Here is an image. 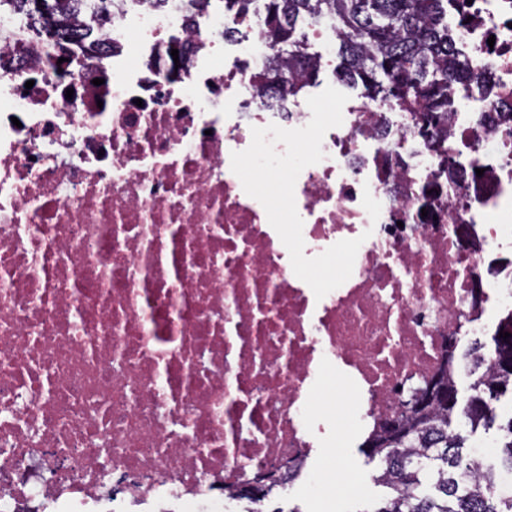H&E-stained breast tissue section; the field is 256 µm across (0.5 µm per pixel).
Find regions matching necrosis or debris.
Segmentation results:
<instances>
[{
	"mask_svg": "<svg viewBox=\"0 0 512 512\" xmlns=\"http://www.w3.org/2000/svg\"><path fill=\"white\" fill-rule=\"evenodd\" d=\"M113 12L103 84L58 81L36 56L0 76V512H112L114 483L146 512H226L259 470L305 471L335 435L311 404L326 372L376 424L512 297V266L483 274L512 249V0L449 5L481 69L452 95L455 187L380 100L350 104L299 174L305 256L363 240L320 299L231 169L253 128L311 119L306 96L273 112L257 92L259 17ZM228 26L250 66L230 62ZM173 30L187 54L170 81ZM405 151L416 163L397 164Z\"/></svg>",
	"mask_w": 512,
	"mask_h": 512,
	"instance_id": "obj_1",
	"label": "necrosis or debris"
}]
</instances>
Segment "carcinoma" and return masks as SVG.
Returning <instances> with one entry per match:
<instances>
[{"instance_id":"carcinoma-1","label":"carcinoma","mask_w":512,"mask_h":512,"mask_svg":"<svg viewBox=\"0 0 512 512\" xmlns=\"http://www.w3.org/2000/svg\"><path fill=\"white\" fill-rule=\"evenodd\" d=\"M259 13L267 47L265 68L255 75L260 88L274 83L288 89L309 83L317 61L306 52L301 24L321 23L339 41L338 81L362 87V96L387 98L414 123L424 138L437 136L448 119L449 86L479 76L465 68L448 31V0H221L229 11ZM114 0H0L20 15L19 30L0 29V42L33 44L54 75L64 67L88 75L105 68L98 34L112 29ZM66 61L60 63L58 59ZM475 341L444 355L439 373L424 387L420 415L402 434L383 420L364 442L378 461L376 481L390 495L372 512H512V493L499 491V473L481 464L469 471L465 442L496 422L495 403L512 388V345L494 344L489 355ZM476 376L464 406L451 401L461 364ZM501 444V465L512 472V417Z\"/></svg>"}]
</instances>
